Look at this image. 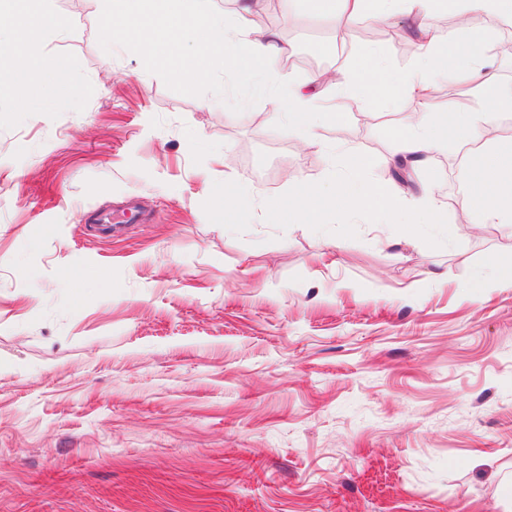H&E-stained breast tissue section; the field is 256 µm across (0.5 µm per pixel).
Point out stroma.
<instances>
[{
    "label": "stroma",
    "instance_id": "stroma-1",
    "mask_svg": "<svg viewBox=\"0 0 512 512\" xmlns=\"http://www.w3.org/2000/svg\"><path fill=\"white\" fill-rule=\"evenodd\" d=\"M0 0V68L61 57L64 88L0 91V512H512V218L463 207L467 140L413 174L444 211L410 241L398 216L320 223L271 206L287 171L331 191L349 160L368 184L402 116L482 108L464 85L427 101H320L338 123L305 144L271 92L401 41L274 0L269 30L298 57L250 79L215 65L186 86L158 48L104 47L105 0H42L66 26L21 29ZM246 188L235 223L216 189ZM82 271L79 284L66 271Z\"/></svg>",
    "mask_w": 512,
    "mask_h": 512
}]
</instances>
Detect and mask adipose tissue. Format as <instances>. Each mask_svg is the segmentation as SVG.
<instances>
[{
  "label": "adipose tissue",
  "mask_w": 512,
  "mask_h": 512,
  "mask_svg": "<svg viewBox=\"0 0 512 512\" xmlns=\"http://www.w3.org/2000/svg\"><path fill=\"white\" fill-rule=\"evenodd\" d=\"M407 14L419 18L412 36L419 50L414 69L394 78L382 71L369 74L337 73L333 83L357 94H368L377 85L401 89L427 98L438 80L455 82L468 77L470 85L484 103L480 112L449 111L435 118L416 113L398 135L399 148L390 162L395 167L417 170L430 155L441 150L448 141L467 135L472 148L464 173L467 186L463 206L477 223L493 224L503 214H512V140H501L493 133L496 115L501 108H512V91L506 92L497 83L492 63L486 52L485 18L495 17L512 22V0H400ZM109 18L104 25L106 39L114 37L115 19H123V31L143 43H163L165 63L183 83L193 85L211 71L213 59L236 68L247 77H261L274 71L285 53L276 32L253 35L242 21L249 14L252 0H239L240 20L230 21L210 15L193 6L191 0H163L157 12L142 9L143 0H108ZM393 0H309L312 11L336 17V38L346 41L353 27L373 16L384 20ZM447 9L461 16L467 39L465 52L441 46L430 25L438 9ZM194 34L198 49L187 55L182 42ZM279 121L314 138L317 121L332 122L336 115L319 112L315 96L291 91L273 96ZM391 192L385 187H367L357 178L338 181L333 192L318 191L303 178L294 177L286 198L274 201V209L293 217L315 218L329 211L359 213L385 212L390 206Z\"/></svg>",
  "instance_id": "obj_1"
}]
</instances>
